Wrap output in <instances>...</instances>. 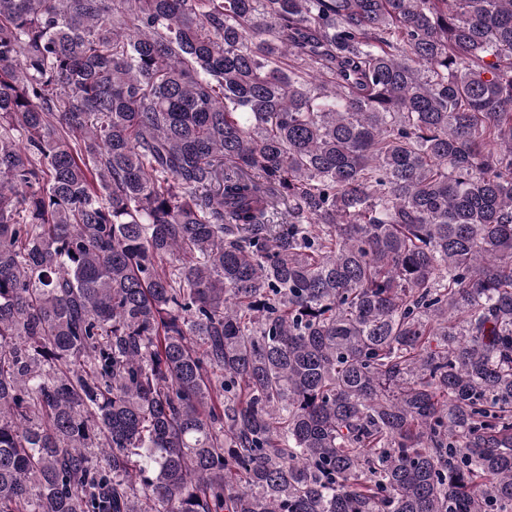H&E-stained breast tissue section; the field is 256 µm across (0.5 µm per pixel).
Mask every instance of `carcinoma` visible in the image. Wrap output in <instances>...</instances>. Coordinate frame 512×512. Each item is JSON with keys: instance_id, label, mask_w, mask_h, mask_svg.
<instances>
[{"instance_id": "obj_1", "label": "carcinoma", "mask_w": 512, "mask_h": 512, "mask_svg": "<svg viewBox=\"0 0 512 512\" xmlns=\"http://www.w3.org/2000/svg\"><path fill=\"white\" fill-rule=\"evenodd\" d=\"M0 512H512V0H0Z\"/></svg>"}]
</instances>
